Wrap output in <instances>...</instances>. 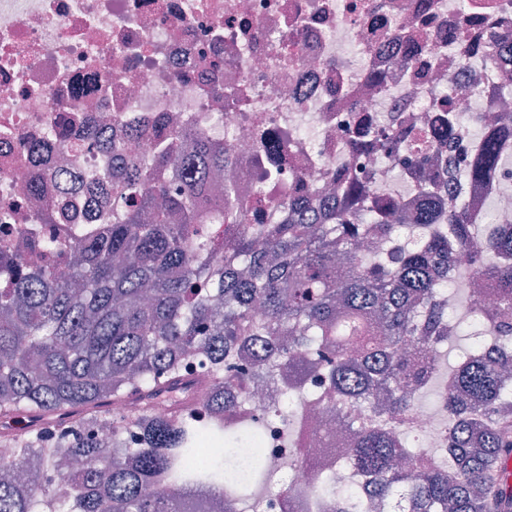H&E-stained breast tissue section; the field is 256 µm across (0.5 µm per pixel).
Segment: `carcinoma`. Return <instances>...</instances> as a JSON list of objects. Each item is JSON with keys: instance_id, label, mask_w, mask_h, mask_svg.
<instances>
[{"instance_id": "cac0c4a2", "label": "carcinoma", "mask_w": 512, "mask_h": 512, "mask_svg": "<svg viewBox=\"0 0 512 512\" xmlns=\"http://www.w3.org/2000/svg\"><path fill=\"white\" fill-rule=\"evenodd\" d=\"M463 122L450 101L448 125L419 134L423 235L412 248L400 241L401 206L380 205L349 175L321 197L300 185L266 202L286 222L253 224L209 199L210 177L232 158L204 134L157 137L150 168L128 161L110 229L77 239L80 263L63 274L34 266L0 289V415L80 413L5 438L15 454L0 457V512H252L262 489L225 483L203 445L260 439L239 410L256 377L340 407L353 441L332 463L310 462L296 424L283 421L313 481L278 486L279 496L303 492L316 512H512V370L484 355L512 347V233L449 202L461 160L467 181L485 184L512 157V113L468 158L456 144ZM159 169L186 175L181 192H168ZM456 251L472 269L455 287L490 281V307L466 304L458 316L438 300ZM467 334L471 350L443 385L448 455L433 456L397 433L432 382L407 377L403 345L431 351ZM191 366L209 389L204 402L184 379ZM172 392L178 403L152 414ZM104 426L116 432L109 447L96 434ZM335 465L356 471L360 491L336 498Z\"/></svg>"}]
</instances>
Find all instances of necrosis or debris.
Instances as JSON below:
<instances>
[{
    "instance_id": "necrosis-or-debris-1",
    "label": "necrosis or debris",
    "mask_w": 512,
    "mask_h": 512,
    "mask_svg": "<svg viewBox=\"0 0 512 512\" xmlns=\"http://www.w3.org/2000/svg\"><path fill=\"white\" fill-rule=\"evenodd\" d=\"M512 0H0V288L7 266L39 258L53 233L43 223L49 204L71 188L78 231L106 232L110 206L86 194L85 175L118 182L130 157H151L139 129L191 127L223 144L235 160L233 181L215 182L214 196L255 207L287 197L297 181L325 192L336 172L365 182L388 200L411 199L409 143L364 154L362 130L413 127L432 131L440 104L484 116L508 108L501 91L512 59L489 58L472 41L512 40ZM470 28V38L452 33ZM79 108H72V101ZM59 127L70 146L49 138ZM275 129L278 153H264L260 133ZM54 172L29 196L25 174ZM460 199L482 218L512 230V193L459 180ZM275 392L263 386L251 410L264 422L257 471L308 486L306 465L291 464L280 438ZM315 417L311 455L342 447L345 420L328 407ZM442 405L415 409L406 429L443 453Z\"/></svg>"
}]
</instances>
